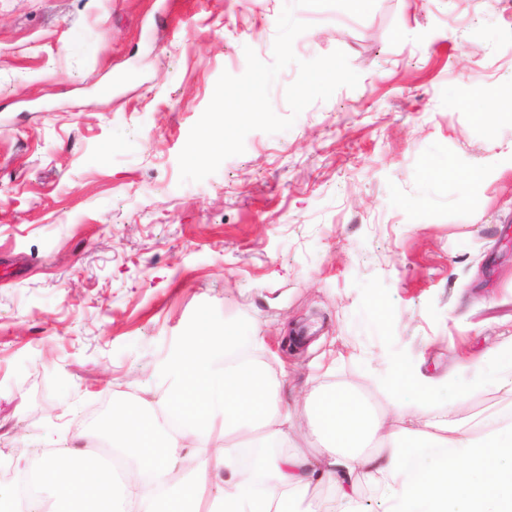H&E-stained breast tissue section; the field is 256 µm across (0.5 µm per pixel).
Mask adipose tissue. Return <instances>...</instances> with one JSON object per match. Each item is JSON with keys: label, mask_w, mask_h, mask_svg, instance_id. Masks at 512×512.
Instances as JSON below:
<instances>
[{"label": "adipose tissue", "mask_w": 512, "mask_h": 512, "mask_svg": "<svg viewBox=\"0 0 512 512\" xmlns=\"http://www.w3.org/2000/svg\"><path fill=\"white\" fill-rule=\"evenodd\" d=\"M252 327L200 331L166 370L168 396L154 406H123L112 420V447L124 476L70 454L37 466L27 496L43 512H356L354 479H382L394 512H512V410L470 434L450 420L462 390L495 382L512 389V344L485 349L466 386L406 368L387 382L393 397L417 392L407 408L438 436L392 432L365 400L337 390L312 399L309 434L317 456L290 448L291 418L265 365L250 357ZM247 439L252 450L221 448L218 433ZM195 465L184 469V449ZM224 486L206 497L212 472ZM335 486L333 504L312 508L302 494L314 474Z\"/></svg>", "instance_id": "ef3b65f1"}]
</instances>
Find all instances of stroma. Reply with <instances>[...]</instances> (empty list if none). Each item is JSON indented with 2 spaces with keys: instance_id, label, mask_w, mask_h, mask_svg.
Masks as SVG:
<instances>
[{
  "instance_id": "stroma-1",
  "label": "stroma",
  "mask_w": 512,
  "mask_h": 512,
  "mask_svg": "<svg viewBox=\"0 0 512 512\" xmlns=\"http://www.w3.org/2000/svg\"><path fill=\"white\" fill-rule=\"evenodd\" d=\"M287 0H0V489L92 454L157 403L188 336L253 326L306 452L310 395L363 393L393 430L397 366L466 384L512 336V9L298 7L293 44L359 76L200 182L178 157L245 48L273 59ZM380 305V321L370 316ZM512 391L459 397L476 431Z\"/></svg>"
}]
</instances>
